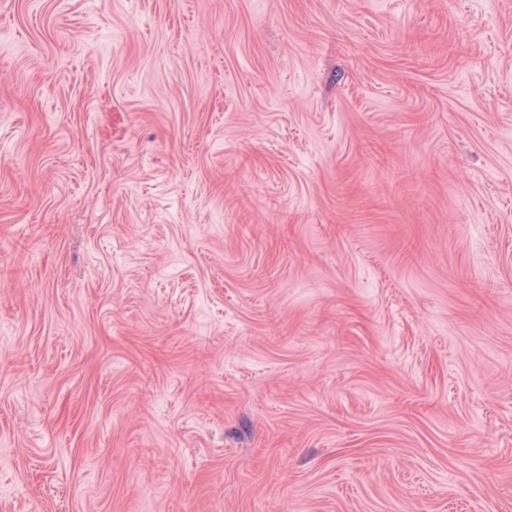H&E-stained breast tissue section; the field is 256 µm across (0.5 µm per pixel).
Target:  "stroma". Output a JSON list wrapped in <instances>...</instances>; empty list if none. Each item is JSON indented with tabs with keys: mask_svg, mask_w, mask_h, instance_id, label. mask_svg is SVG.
I'll return each instance as SVG.
<instances>
[{
	"mask_svg": "<svg viewBox=\"0 0 512 512\" xmlns=\"http://www.w3.org/2000/svg\"><path fill=\"white\" fill-rule=\"evenodd\" d=\"M0 512H512V0H0Z\"/></svg>",
	"mask_w": 512,
	"mask_h": 512,
	"instance_id": "35a3bbf8",
	"label": "stroma"
}]
</instances>
